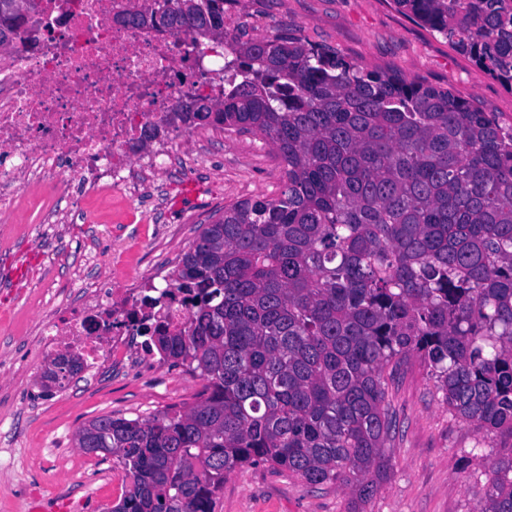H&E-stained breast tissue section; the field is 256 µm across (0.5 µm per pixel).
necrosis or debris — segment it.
Segmentation results:
<instances>
[{
    "instance_id": "1",
    "label": "necrosis or debris",
    "mask_w": 512,
    "mask_h": 512,
    "mask_svg": "<svg viewBox=\"0 0 512 512\" xmlns=\"http://www.w3.org/2000/svg\"><path fill=\"white\" fill-rule=\"evenodd\" d=\"M144 0H34L32 20L0 48V213L39 201L46 224L65 223L52 203L75 184L129 193L133 166L171 158L198 121L195 96L224 98L211 61L230 47L123 16ZM149 283L82 297L44 333L97 370L137 327L188 321L189 294L149 297Z\"/></svg>"
}]
</instances>
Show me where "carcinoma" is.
<instances>
[{
	"label": "carcinoma",
	"instance_id": "cac0c4a2",
	"mask_svg": "<svg viewBox=\"0 0 512 512\" xmlns=\"http://www.w3.org/2000/svg\"><path fill=\"white\" fill-rule=\"evenodd\" d=\"M225 0H165L130 22L224 42ZM0 0V44L21 24ZM512 90V0H396ZM224 101L202 120L260 135L277 197L200 232L172 276L201 299L154 329L200 400L141 420L101 416L129 486L112 512H215L224 478L259 463L364 512L389 470L394 374L427 367L443 404L512 438V126L449 90L366 70L329 46L235 42ZM479 512H512V447L485 470Z\"/></svg>",
	"mask_w": 512,
	"mask_h": 512
}]
</instances>
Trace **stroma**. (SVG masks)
I'll return each mask as SVG.
<instances>
[{"label":"stroma","mask_w":512,"mask_h":512,"mask_svg":"<svg viewBox=\"0 0 512 512\" xmlns=\"http://www.w3.org/2000/svg\"><path fill=\"white\" fill-rule=\"evenodd\" d=\"M224 14L234 36L329 45L364 69L451 89L512 126V91L395 0H226ZM280 171L261 136L213 126L165 171L132 170L142 212L122 218L95 200L92 215L70 224L0 230V512L59 500L69 512H111L126 483L113 480L111 458L77 447L78 429L102 415L147 419L190 405L205 381L188 365L144 356L137 339L126 360L46 387L42 328L87 289L176 266L225 206L275 197ZM393 411L400 431L387 443L389 474L366 512H477L483 458L512 441L482 439L449 413L415 360L395 375ZM347 503L340 489L257 464L225 478L216 512H347Z\"/></svg>","instance_id":"stroma-1"}]
</instances>
